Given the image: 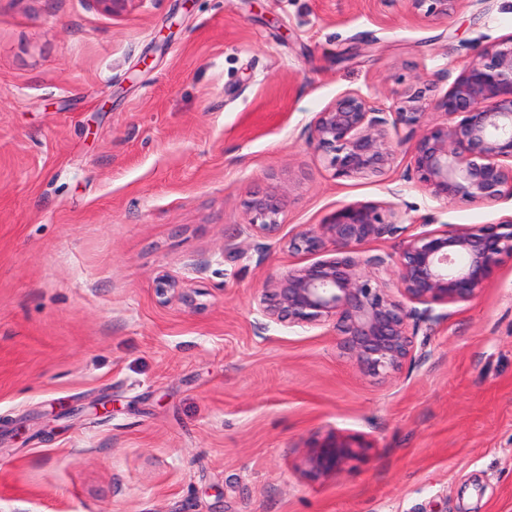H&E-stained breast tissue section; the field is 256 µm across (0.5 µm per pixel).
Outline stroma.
<instances>
[{
    "label": "stroma",
    "instance_id": "obj_1",
    "mask_svg": "<svg viewBox=\"0 0 512 512\" xmlns=\"http://www.w3.org/2000/svg\"><path fill=\"white\" fill-rule=\"evenodd\" d=\"M509 34L512 0H0V512H512V255L385 378L255 312L343 205L406 212L366 258L512 216L430 199L407 127L380 177L309 143L341 93L391 106ZM270 190L263 241L244 203ZM336 441L356 455L314 476ZM460 2L461 0H408L412 14L427 21L447 19ZM284 208L285 200L279 193L268 191L255 195L246 204L247 224L257 237L272 238L280 230Z\"/></svg>",
    "mask_w": 512,
    "mask_h": 512
}]
</instances>
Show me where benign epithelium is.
Returning <instances> with one entry per match:
<instances>
[{
  "label": "benign epithelium",
  "mask_w": 512,
  "mask_h": 512,
  "mask_svg": "<svg viewBox=\"0 0 512 512\" xmlns=\"http://www.w3.org/2000/svg\"><path fill=\"white\" fill-rule=\"evenodd\" d=\"M461 0H408L416 17L448 18ZM425 86L407 88L396 107L382 108L359 91H346L310 125V144L322 152L338 177L380 176L390 169L394 149L388 127L421 128L411 148L418 186L445 204L495 205L512 200V34L480 47L449 89L430 99ZM445 121L423 124L428 110ZM285 208L268 191L246 204L248 226L259 238L276 236ZM405 212L393 206L348 204L319 230L288 241L295 251L319 252L325 241L333 256L291 268L272 292L256 300L262 318L290 327L331 324L339 347L369 375L388 376L415 359L416 333L448 319L437 307L475 300L490 282L500 256L512 253V218L497 224L435 225L407 236L393 260L389 283L363 266L383 267L384 256L362 259L366 243L402 230ZM355 451L344 443L314 450L307 458L317 476L339 470Z\"/></svg>",
  "instance_id": "7a95c632"
}]
</instances>
